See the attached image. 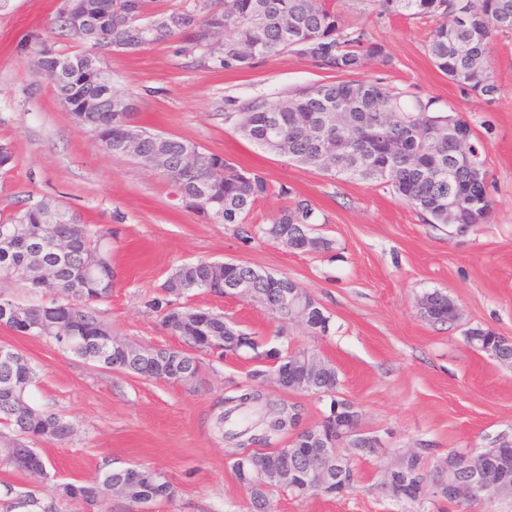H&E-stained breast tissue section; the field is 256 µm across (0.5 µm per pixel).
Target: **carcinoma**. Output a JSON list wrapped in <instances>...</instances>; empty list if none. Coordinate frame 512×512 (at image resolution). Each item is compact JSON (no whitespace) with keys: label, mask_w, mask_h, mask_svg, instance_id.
I'll return each instance as SVG.
<instances>
[{"label":"carcinoma","mask_w":512,"mask_h":512,"mask_svg":"<svg viewBox=\"0 0 512 512\" xmlns=\"http://www.w3.org/2000/svg\"><path fill=\"white\" fill-rule=\"evenodd\" d=\"M159 0H112V22L105 29L77 27L58 15L59 28L83 40L80 52L46 54L34 47L38 69L51 81L55 92L67 91L79 98L100 94L103 86H87L74 68L89 63L103 66L107 51H135L160 40L180 37L189 50L201 51L226 70H243L258 59L291 53L316 67L351 80L315 83L276 99L259 100L236 112L224 113V123L252 145L311 166L323 174L345 180L377 183L390 188L400 200L426 216L430 224H483L493 209L484 162L475 152L462 154L458 133L475 140L469 123L447 110L435 108L430 97L413 95L381 78L357 79L355 75L374 61L391 65L385 47L371 38L365 27L346 24L344 13L372 18L432 22L425 51L438 71L462 90L494 97L499 92L488 62L494 43L512 33V0H194L191 6L172 10L151 9ZM152 14L165 20L159 29H147L134 37L132 20ZM224 30L221 48L213 47L210 34ZM112 100L126 106L110 112L72 113L75 124L91 131L103 149L119 154L121 114L138 109L134 96L112 92ZM195 155L192 168L183 166V155ZM136 162L160 169L168 177L181 208L224 224H243L255 202L268 194L266 179L246 171L224 157L188 140L151 132L139 143ZM279 194L289 197L258 229L264 236L292 245L315 223V208L303 197H292L288 187ZM48 203L38 201L0 219V280L41 296L35 303L18 302L0 292V326L19 329L29 336L45 337L58 348L121 374L153 380L169 367L201 372V361L185 349L224 355V337L230 335L224 314L193 308L182 300L195 292L216 296L232 294L233 278L248 277L256 288V302H273L278 289L266 273L246 263L231 269L208 261L185 263L160 285V294L145 302L156 313L163 329L183 343L158 353L134 342L126 350L112 348V330L91 308L112 293V229L90 230L64 207L47 216ZM59 240L71 243L58 255ZM56 268L54 280L43 284L36 276L14 277L18 267ZM432 306L433 322H448V296L424 295ZM36 377L31 363L16 349L0 355V456L15 469L54 478L52 465L29 439L40 437L61 444L70 439L72 424L48 409L31 405L26 391ZM231 411L219 409L214 431L238 439L236 447L249 453L258 469L277 461L282 452H259L272 440L295 430L301 414L284 403L268 404L259 429L247 439L224 433ZM144 466L111 469L90 480L63 482L43 498L37 490L5 485L0 512H16L15 499L29 501L30 512H60V504H88L81 489L106 484L129 503L130 510L170 502L175 491L163 475L142 477ZM405 475L420 480L428 475L425 451L410 457ZM300 494L293 484L259 486L249 493L250 512H274L278 494Z\"/></svg>","instance_id":"obj_1"}]
</instances>
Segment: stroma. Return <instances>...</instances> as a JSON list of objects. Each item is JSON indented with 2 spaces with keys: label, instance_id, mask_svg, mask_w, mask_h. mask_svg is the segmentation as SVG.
Instances as JSON below:
<instances>
[{
  "label": "stroma",
  "instance_id": "1",
  "mask_svg": "<svg viewBox=\"0 0 512 512\" xmlns=\"http://www.w3.org/2000/svg\"><path fill=\"white\" fill-rule=\"evenodd\" d=\"M58 10L59 0H0V145L13 156L0 168V214L51 200L89 228H111L112 294L95 309L113 335L144 346H178L144 303L189 262L243 260L296 282L319 301L331 318L323 337L229 295L198 292L188 300L235 320L262 349H308L331 361L339 377L335 397L355 403L364 428L385 446L382 455L357 462L359 481L343 497L284 494L275 500L276 512H404L381 489L380 471L406 449H429L435 465L449 450L472 454L512 438V367L466 337L481 327L512 340V36L491 50L499 92L488 101L464 93L431 64L425 23L368 26L392 65H368L365 76L455 109L484 148L494 208L486 223L462 229L426 223L381 185L326 177L253 146L225 125V113L253 100L334 81L306 60L283 54L227 71L186 53L178 39L105 58L113 83L135 96L142 126L196 143L267 180L271 191L256 203L250 225L267 224L283 205L280 185L310 199L317 217L312 232L330 246L299 252L179 208L165 176L106 153L75 125L31 49L36 41L82 49L59 31ZM435 291L459 307L456 321L435 324L421 316L418 300ZM0 342L15 346L36 369L30 403L54 408L74 427L68 442H32L55 474L53 483L41 484L42 497L57 482L143 464L164 473L175 489L173 501L152 512H249V496L212 419L216 401L248 385V372L259 366L252 351L203 356L198 382L176 386L108 371L5 327ZM268 396L297 406L306 427L322 419L331 400L278 387Z\"/></svg>",
  "mask_w": 512,
  "mask_h": 512
}]
</instances>
